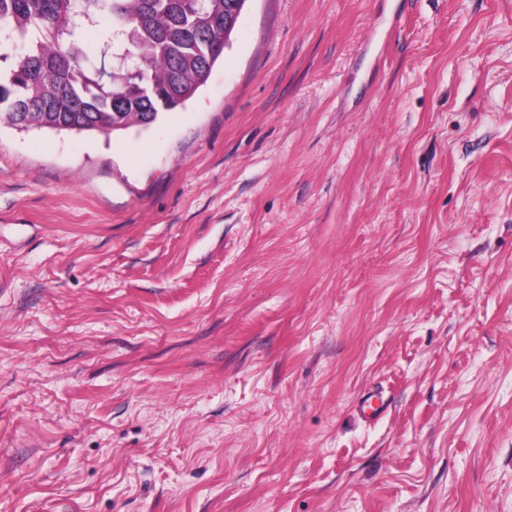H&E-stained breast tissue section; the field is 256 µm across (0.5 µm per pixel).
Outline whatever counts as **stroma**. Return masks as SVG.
<instances>
[{"mask_svg": "<svg viewBox=\"0 0 512 512\" xmlns=\"http://www.w3.org/2000/svg\"><path fill=\"white\" fill-rule=\"evenodd\" d=\"M0 512H512V0H246L150 128L0 123ZM375 399V402L373 401ZM391 403L383 392L363 394L357 401V413L366 422H377L387 413Z\"/></svg>", "mask_w": 512, "mask_h": 512, "instance_id": "35a3bbf8", "label": "stroma"}]
</instances>
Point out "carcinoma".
Here are the masks:
<instances>
[{
  "mask_svg": "<svg viewBox=\"0 0 512 512\" xmlns=\"http://www.w3.org/2000/svg\"><path fill=\"white\" fill-rule=\"evenodd\" d=\"M229 0H0V120L110 134L190 100Z\"/></svg>",
  "mask_w": 512,
  "mask_h": 512,
  "instance_id": "obj_1",
  "label": "carcinoma"
}]
</instances>
